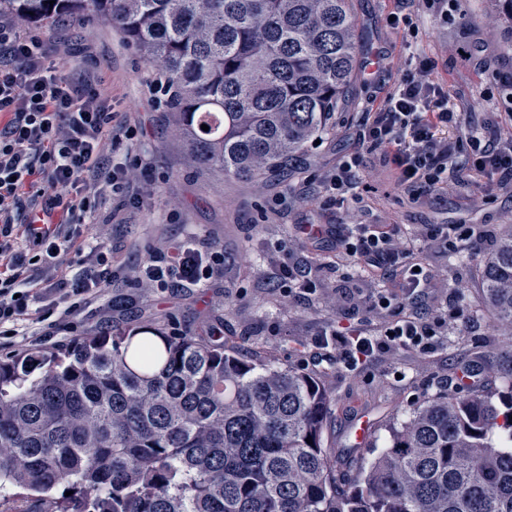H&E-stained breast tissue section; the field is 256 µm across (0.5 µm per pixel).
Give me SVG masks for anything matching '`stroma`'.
I'll return each instance as SVG.
<instances>
[{
	"instance_id": "obj_1",
	"label": "stroma",
	"mask_w": 512,
	"mask_h": 512,
	"mask_svg": "<svg viewBox=\"0 0 512 512\" xmlns=\"http://www.w3.org/2000/svg\"><path fill=\"white\" fill-rule=\"evenodd\" d=\"M396 10L397 0H354L363 57L332 129L306 144L289 174L255 180L199 166L164 96L148 92V67L117 28L79 17L34 25L68 68L108 83L120 122L134 132L133 139L114 143L113 159L128 164L130 193L153 188L150 195L142 193L139 206L117 197L102 209L112 286L102 298L81 304L66 325H46L42 347L53 349L122 323L148 321L169 333L189 334L219 320L239 355L260 354L277 367L305 370L326 329H375L372 312L339 305L342 294L400 288L391 270L371 278L357 265L341 263L339 235L357 224L387 231L397 224L405 233L425 224H474L487 242L470 247L463 261L442 249L425 258L437 278L448 282L449 334L434 353L381 354L355 373L336 367L318 372L331 398L326 444L353 447L352 424L364 414L371 422L367 445L384 448L392 429L418 407L448 395L444 376L473 360L482 368L480 391L503 390L495 368L512 352V330L482 310L476 286L497 236L512 225V190L500 187L498 174L462 170L449 173L447 190L409 199L397 186L393 165L363 149L355 131L368 108L423 61L472 126L491 119L502 137L512 138V22L498 0H436L431 6L421 0L411 22L399 25L390 21ZM133 149L150 155L149 171L130 165ZM353 157L362 176L359 195L336 200L323 178ZM307 224L322 225V234L307 236ZM188 240L224 253L223 271L206 287L149 288L135 281L132 271L144 260ZM301 259L318 292L284 296L278 273Z\"/></svg>"
}]
</instances>
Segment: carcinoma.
Returning a JSON list of instances; mask_svg holds the SVG:
<instances>
[{
	"label": "carcinoma",
	"instance_id": "cac0c4a2",
	"mask_svg": "<svg viewBox=\"0 0 512 512\" xmlns=\"http://www.w3.org/2000/svg\"><path fill=\"white\" fill-rule=\"evenodd\" d=\"M0 6L26 25L117 27L174 84L168 107L198 164L241 178L288 170L326 131L362 50L351 0ZM478 281L512 326V229ZM499 373L503 391L417 409L346 487L315 376L236 356L219 322L198 336L115 325L0 357V496L24 490L43 512H512V353Z\"/></svg>",
	"mask_w": 512,
	"mask_h": 512
}]
</instances>
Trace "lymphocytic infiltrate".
<instances>
[{
	"label": "lymphocytic infiltrate",
	"mask_w": 512,
	"mask_h": 512,
	"mask_svg": "<svg viewBox=\"0 0 512 512\" xmlns=\"http://www.w3.org/2000/svg\"><path fill=\"white\" fill-rule=\"evenodd\" d=\"M112 95L101 78H72L43 38L0 15V336L24 347L38 344L44 321H67L89 298L112 284V260L86 234L111 196L123 193L124 167L112 161V144L123 129ZM448 128L466 131L470 151L443 137ZM357 136L380 151L407 191L442 185L448 170L467 164L496 170L512 187V146L495 129L469 127L448 103L447 91L428 72L407 74L369 112ZM343 253L365 268L396 263L397 235L361 227L340 238ZM80 269L64 278L61 266L72 249ZM224 256L185 242L174 253L151 256L139 272L162 288H199L221 271ZM402 294L376 292L380 327L371 336L321 339L335 349L336 365L351 371L379 353L436 350L444 320L424 316L421 305L437 291L427 270L403 268Z\"/></svg>",
	"instance_id": "1"
}]
</instances>
